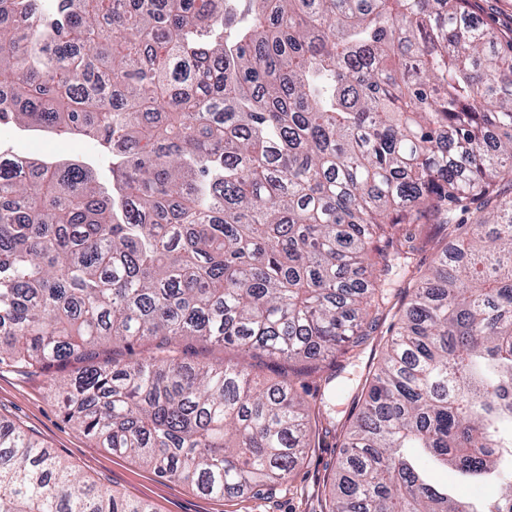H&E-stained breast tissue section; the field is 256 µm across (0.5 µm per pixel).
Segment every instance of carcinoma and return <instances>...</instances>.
I'll use <instances>...</instances> for the list:
<instances>
[{
  "mask_svg": "<svg viewBox=\"0 0 512 512\" xmlns=\"http://www.w3.org/2000/svg\"><path fill=\"white\" fill-rule=\"evenodd\" d=\"M12 127L112 163L104 183L0 144V365L83 363L55 395L100 447L211 498L283 484L331 418L300 377L376 329L399 266L327 512H512V38L470 0H0ZM434 467L500 492L453 496ZM0 512L153 508L7 424ZM180 346L182 349L188 348L190 351L197 350L199 354V358H203L205 360H209L215 363H222L224 361H236L240 359V355L233 350H224L222 347H206L202 349L195 341L191 339H184L181 341Z\"/></svg>",
  "mask_w": 512,
  "mask_h": 512,
  "instance_id": "carcinoma-1",
  "label": "carcinoma"
}]
</instances>
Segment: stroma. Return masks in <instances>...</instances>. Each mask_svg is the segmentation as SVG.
Here are the masks:
<instances>
[{
    "label": "stroma",
    "instance_id": "stroma-1",
    "mask_svg": "<svg viewBox=\"0 0 512 512\" xmlns=\"http://www.w3.org/2000/svg\"><path fill=\"white\" fill-rule=\"evenodd\" d=\"M5 141L23 157H78L96 164L101 171L109 169L95 148L72 139L16 131ZM404 287L402 281L392 283L391 310L359 347L357 358L346 362L335 380L345 389L335 399L337 423H344L353 414V398L364 384L370 365L379 359L389 327L397 322L407 302ZM74 370L71 364L0 369V422L12 423L33 435L85 479L125 497L147 501L154 512H324L331 493L330 476L343 453L338 432L321 435L318 445L306 450L283 486L231 500L210 498L159 477L134 460L112 455L67 422L51 390V379L57 374H73Z\"/></svg>",
    "mask_w": 512,
    "mask_h": 512
}]
</instances>
